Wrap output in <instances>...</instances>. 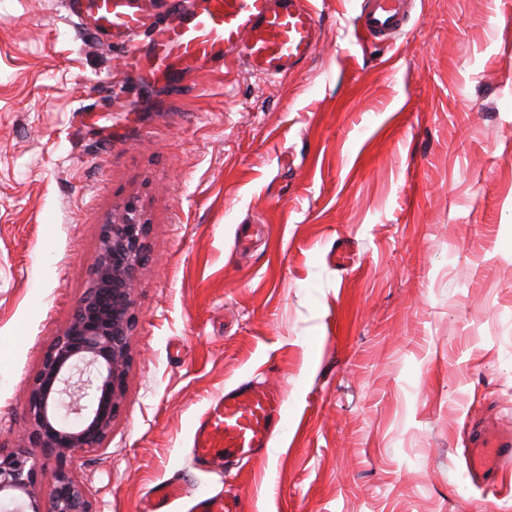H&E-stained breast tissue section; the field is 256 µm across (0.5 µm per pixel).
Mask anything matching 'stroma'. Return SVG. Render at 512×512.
Returning a JSON list of instances; mask_svg holds the SVG:
<instances>
[{
	"label": "stroma",
	"mask_w": 512,
	"mask_h": 512,
	"mask_svg": "<svg viewBox=\"0 0 512 512\" xmlns=\"http://www.w3.org/2000/svg\"><path fill=\"white\" fill-rule=\"evenodd\" d=\"M312 2L295 71L172 87L61 0H0V448L102 224L131 196L151 221L124 404L79 463L98 512L164 481L174 512H512V471L488 487L463 456L471 420L512 423V0H415L388 49L360 0ZM250 380L287 432L199 465L202 415ZM193 512H239L240 505L236 496H198L192 506Z\"/></svg>",
	"instance_id": "35a3bbf8"
}]
</instances>
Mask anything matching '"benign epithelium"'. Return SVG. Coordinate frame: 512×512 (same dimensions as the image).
Returning <instances> with one entry per match:
<instances>
[{"instance_id":"1","label":"benign epithelium","mask_w":512,"mask_h":512,"mask_svg":"<svg viewBox=\"0 0 512 512\" xmlns=\"http://www.w3.org/2000/svg\"><path fill=\"white\" fill-rule=\"evenodd\" d=\"M148 221L135 199L102 225L90 285L28 387L21 444L0 448V501L13 512H97L80 479L82 454L107 447L126 393L135 315L132 292L146 255ZM32 448L54 461L39 465ZM50 493L43 497V482Z\"/></svg>"}]
</instances>
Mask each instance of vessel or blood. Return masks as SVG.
I'll return each instance as SVG.
<instances>
[{
    "instance_id": "1",
    "label": "vessel or blood",
    "mask_w": 512,
    "mask_h": 512,
    "mask_svg": "<svg viewBox=\"0 0 512 512\" xmlns=\"http://www.w3.org/2000/svg\"><path fill=\"white\" fill-rule=\"evenodd\" d=\"M84 30L119 46L126 62L146 66L151 77L179 85L188 71H201L237 55L255 72L270 76L294 71L313 54L319 25L311 0H169L168 21L149 25L132 0H65ZM409 0H362L357 28L377 45H394L405 33ZM288 428L280 393L254 382L226 390L202 416L195 432L198 461L251 459ZM473 479L490 481L512 469V429L479 421L470 430L465 458ZM178 485H156L147 512H168L182 498ZM192 512H240L233 496L195 499Z\"/></svg>"
}]
</instances>
